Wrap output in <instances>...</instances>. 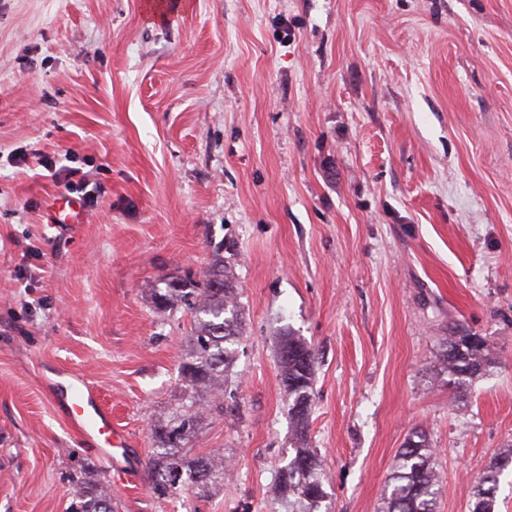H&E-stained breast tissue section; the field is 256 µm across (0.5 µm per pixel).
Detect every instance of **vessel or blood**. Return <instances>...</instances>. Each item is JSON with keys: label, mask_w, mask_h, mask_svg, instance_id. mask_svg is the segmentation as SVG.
I'll list each match as a JSON object with an SVG mask.
<instances>
[{"label": "vessel or blood", "mask_w": 512, "mask_h": 512, "mask_svg": "<svg viewBox=\"0 0 512 512\" xmlns=\"http://www.w3.org/2000/svg\"><path fill=\"white\" fill-rule=\"evenodd\" d=\"M86 210L83 202L75 197L58 201L51 216V224L83 223ZM55 400L65 402L70 422L76 432L92 444L105 463H112L114 451L123 447L125 438L112 422V414L101 403L97 387L86 378L72 371H65L54 388Z\"/></svg>", "instance_id": "obj_1"}]
</instances>
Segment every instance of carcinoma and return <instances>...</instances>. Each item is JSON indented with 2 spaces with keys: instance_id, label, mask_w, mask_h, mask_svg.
Returning <instances> with one entry per match:
<instances>
[{
  "instance_id": "obj_1",
  "label": "carcinoma",
  "mask_w": 512,
  "mask_h": 512,
  "mask_svg": "<svg viewBox=\"0 0 512 512\" xmlns=\"http://www.w3.org/2000/svg\"><path fill=\"white\" fill-rule=\"evenodd\" d=\"M238 296L229 257L221 247L204 277L184 280L179 288L169 285L163 292L155 289L156 310L165 313L181 300L194 323L178 366L183 396L152 428L154 448L148 469L151 488L158 495L177 490L170 483L173 471L182 475L180 486L198 497L209 496L224 482L221 458L199 455L188 448V443L204 418L224 414V387L236 345L243 336ZM465 338L464 328L452 332L441 359L442 370L457 390L467 389L491 366L487 341L470 347ZM277 359L295 435L293 453L277 473L278 490L288 498L289 512H320L326 498L322 461L307 443L314 396V353L306 341L288 332L280 337ZM508 470L512 471V445L491 457L474 486L469 512H494L499 478ZM441 484L434 449L426 433L416 430L398 453L381 512H436ZM71 509L117 512V505L100 482L80 481Z\"/></svg>"
}]
</instances>
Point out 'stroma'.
<instances>
[{"instance_id":"stroma-1","label":"stroma","mask_w":512,"mask_h":512,"mask_svg":"<svg viewBox=\"0 0 512 512\" xmlns=\"http://www.w3.org/2000/svg\"><path fill=\"white\" fill-rule=\"evenodd\" d=\"M0 0V512H287L294 440L276 365L315 357L308 440L331 512H380L414 429L437 512H469L512 445V0ZM86 207L59 233L50 210ZM233 242L245 333L223 415L191 443L234 467L212 497L150 489L189 313L154 289ZM493 368L456 396L451 327ZM100 388L131 438L114 481L47 392ZM86 216L83 202L75 197H65L57 202L53 213L50 214V224H82ZM71 512H117L112 495L98 481H80L76 483Z\"/></svg>"}]
</instances>
